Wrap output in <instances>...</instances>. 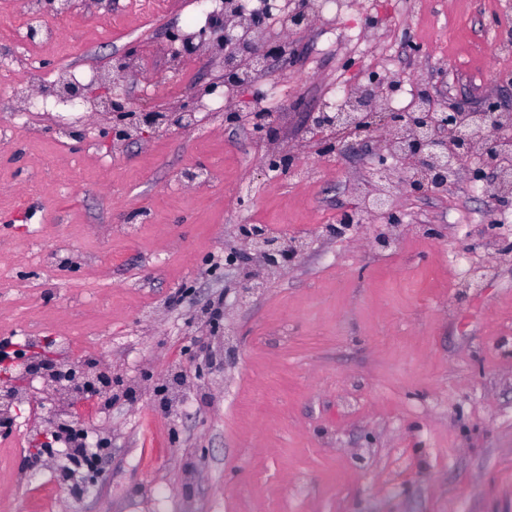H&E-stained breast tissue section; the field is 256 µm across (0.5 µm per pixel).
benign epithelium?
<instances>
[{"instance_id": "obj_1", "label": "benign epithelium", "mask_w": 512, "mask_h": 512, "mask_svg": "<svg viewBox=\"0 0 512 512\" xmlns=\"http://www.w3.org/2000/svg\"><path fill=\"white\" fill-rule=\"evenodd\" d=\"M316 17L313 0H295L282 24L287 31H304L312 26ZM218 18L222 19L224 49V73L220 83L224 86L233 84L251 70L268 72L273 63L272 42H256L237 31L239 27L263 29L262 17L221 12ZM97 84L104 90L99 103L112 119L108 134L114 142H129L135 135L148 131L163 132L190 125L202 97L215 90L213 86H204L175 106L159 110L135 103L126 85L109 71L98 74ZM397 86L398 80L394 77H368L367 84L354 89L350 110L346 112L311 109L301 97L296 102L304 124L316 137L317 151L322 155H342L375 141L380 131L386 134L387 141L380 147L373 172L379 184L367 207L368 212L383 216L389 227L403 223L402 215L394 206V183H401L402 190L412 194L443 191L448 188L450 173L467 159L477 160L469 169L470 182L482 183L487 199L495 206L511 204L512 194L505 191V187L512 183V177L501 169L497 157L505 146L512 144V114L500 112L495 107L465 109L456 104L449 105L433 92L431 79L416 94L414 104L408 109L377 110L375 103ZM45 94L59 103L72 105L88 97V88L66 81L45 90ZM261 115L277 121L279 114L253 112L248 115V121L254 123L253 137L266 142L275 133L256 124ZM393 155L406 160V165L399 168L387 163ZM237 232L245 248L224 253L227 267L240 268L257 261L266 269H281L308 247V242L303 239L285 242L272 238L261 224H240ZM261 285L258 276H244L236 288L238 299L243 301L252 297Z\"/></svg>"}]
</instances>
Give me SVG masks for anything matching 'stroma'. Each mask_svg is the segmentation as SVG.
<instances>
[{
    "instance_id": "obj_1",
    "label": "stroma",
    "mask_w": 512,
    "mask_h": 512,
    "mask_svg": "<svg viewBox=\"0 0 512 512\" xmlns=\"http://www.w3.org/2000/svg\"><path fill=\"white\" fill-rule=\"evenodd\" d=\"M443 2L445 18L427 27L429 0H347L343 15L289 34L274 76L257 75L230 103L257 109L258 87L274 81L322 107L388 55L401 80L439 70L453 100L512 110V55L484 54L487 32L512 38V18L485 0ZM129 3L76 0L75 22L42 53L45 76L130 54L131 97L175 102L162 49L200 22L196 0L134 17ZM121 15L127 27L110 26ZM350 25L366 43L329 41ZM61 118L83 140L59 136ZM197 118L117 149L102 114L21 116L0 87V124L15 126L0 142V187L12 191L0 198V254L14 258L0 336L27 353L32 329L76 337L75 364L123 387L73 411L110 448L80 494L53 458L36 457L51 405L16 379L32 395L0 434V512H512V251L502 250L512 228L488 230L490 202L463 181L399 193L390 247H375L370 220L336 235L340 215L361 208L372 148L305 151L299 178L268 170V146L246 126L220 112ZM240 224L311 243L243 306L242 271L224 265ZM462 266L479 277L460 278ZM218 298L239 355L203 373L202 318Z\"/></svg>"
}]
</instances>
